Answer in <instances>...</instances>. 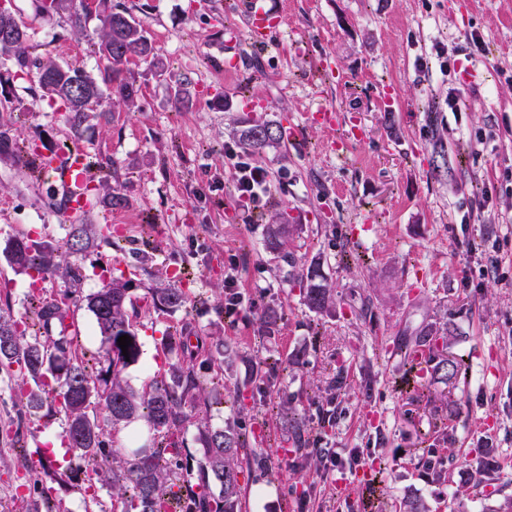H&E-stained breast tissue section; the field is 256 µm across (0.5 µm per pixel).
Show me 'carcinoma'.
I'll list each match as a JSON object with an SVG mask.
<instances>
[{"label":"carcinoma","instance_id":"cac0c4a2","mask_svg":"<svg viewBox=\"0 0 512 512\" xmlns=\"http://www.w3.org/2000/svg\"><path fill=\"white\" fill-rule=\"evenodd\" d=\"M36 14L46 20L62 18L81 33L90 20L97 21L93 46L100 63L93 75L47 54L31 52L27 23L11 8L0 6V65L9 66L16 76H28L43 95L60 101L62 121L75 139L88 122L108 118L111 107L134 104L139 87L128 69L131 60L148 62L158 77H165L163 61L141 22L112 0H96L92 10L85 0H37ZM190 86L186 78L175 81V104H189ZM281 137L280 126L255 122L242 130L240 145L249 153H259L278 144ZM85 168L117 175L115 161L106 157L86 156ZM98 188L112 208L127 205L126 195L108 180L99 181ZM281 218L283 223L268 228V241L275 247L288 237V213H281ZM100 241L112 243V228L78 217L66 225L60 245L25 235L4 242L0 256L16 271L28 274L34 270L43 279L60 276L68 287L59 298L41 302L34 310L45 332L58 328L56 336L32 338L27 320L0 314V366L20 368L22 379L30 384L25 393L28 409L42 408L49 398L58 403L67 418V447L93 465L91 475L112 489V498L124 504L125 512H240L243 487L239 476L264 463V457L250 443L249 434L230 421L222 428L213 427L196 413L201 402L224 395V382L201 374L196 346L191 344L195 331L188 326L163 336V347L172 355V362L164 376L150 379L148 393L141 395L127 384L123 372L141 355L137 330L127 313L133 281L116 278L87 296L81 291L84 275L79 258ZM317 277L316 271L309 270L292 275L289 282L299 287L310 310L328 313L335 305L333 289ZM148 294L153 306L171 311L183 308L188 298L183 289L171 285L150 288ZM82 301L94 315L102 337L95 370L77 357L78 331H70L66 323L71 308ZM123 335L131 339L125 355L118 343ZM208 358L212 363L230 358L224 337H212ZM430 362L433 372L445 380L461 375L459 361L433 353ZM95 397L103 402L114 429L144 419L152 431L151 444L129 452L119 441L107 440L97 417L89 414ZM281 414L287 417L294 453L307 459L304 450L315 442L312 430L297 412L283 406ZM192 422L202 442V454L195 459L187 457L179 439V433Z\"/></svg>","mask_w":512,"mask_h":512}]
</instances>
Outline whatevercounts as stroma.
<instances>
[{
    "label": "stroma",
    "mask_w": 512,
    "mask_h": 512,
    "mask_svg": "<svg viewBox=\"0 0 512 512\" xmlns=\"http://www.w3.org/2000/svg\"><path fill=\"white\" fill-rule=\"evenodd\" d=\"M116 2L193 91L189 107H176L167 83L132 62L135 105L91 121L79 141L117 163L128 197L124 208L102 201L90 212V223H111L117 243L82 265L88 293L119 276L135 282L141 355L124 372L129 386L164 374L161 339L182 325L236 350L231 366L209 370L224 398L207 417L263 439L268 470L240 477L246 512H403L412 498L427 512H496L512 501V0H261L281 16L266 49L250 43L226 0ZM13 5L32 44L94 69L88 37L36 17L34 0ZM228 31L237 34L233 56ZM467 68L476 79L465 85ZM0 84L29 107L7 122L13 142L65 151L71 137L57 103L1 67ZM322 106L337 112L335 127L313 120ZM250 119L298 128L293 142L258 156L279 187L257 210L237 206L225 156ZM353 121L360 137L348 142ZM49 186L0 146V242L62 241L65 218ZM283 209L293 228L275 249L266 228ZM309 267L336 289L331 315L310 311L286 281ZM229 273L243 297L232 314ZM170 277L189 293L186 307H145L147 289ZM63 288L0 260V305L15 316ZM271 309L281 319L265 341L258 329ZM427 330L441 355L466 360L465 378L405 380L407 365L389 348ZM269 357L277 373L252 382ZM20 384L18 368L0 367V512H36L47 497L63 512H113L110 489L59 481L85 462L66 449L63 413L28 410ZM285 400L317 436L313 462L291 451L278 412ZM333 404L336 418L322 424ZM485 445L495 456L481 477ZM425 448L443 459L444 481L423 466Z\"/></svg>",
    "instance_id": "35a3bbf8"
}]
</instances>
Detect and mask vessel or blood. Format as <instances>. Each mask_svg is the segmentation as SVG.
Wrapping results in <instances>:
<instances>
[{"mask_svg": "<svg viewBox=\"0 0 512 512\" xmlns=\"http://www.w3.org/2000/svg\"><path fill=\"white\" fill-rule=\"evenodd\" d=\"M237 8L246 18L250 41L257 45L267 44L278 25L276 13L264 10L258 0H237ZM82 150L56 155L52 161L55 170L54 190L66 216L80 215L91 207L92 186L95 178L83 166Z\"/></svg>", "mask_w": 512, "mask_h": 512, "instance_id": "b4317fda", "label": "vessel or blood"}]
</instances>
